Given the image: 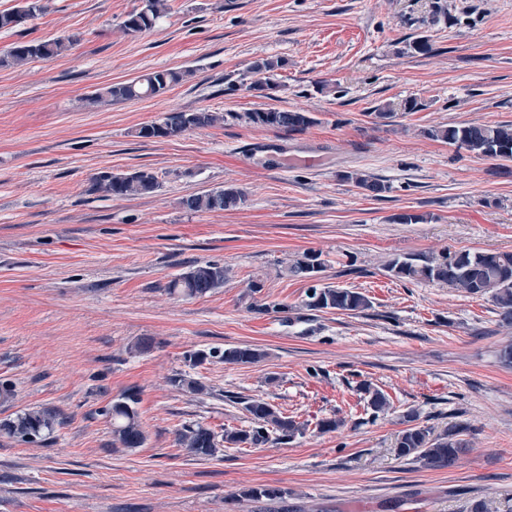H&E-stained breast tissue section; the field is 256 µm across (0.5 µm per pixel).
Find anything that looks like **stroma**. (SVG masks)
Listing matches in <instances>:
<instances>
[{"mask_svg":"<svg viewBox=\"0 0 512 512\" xmlns=\"http://www.w3.org/2000/svg\"><path fill=\"white\" fill-rule=\"evenodd\" d=\"M0 29V52L72 37L49 60L0 67V381L15 398L0 420L37 407L46 439L0 436V512H512V344L490 296L407 281L394 259L512 253V162L477 159L426 137L434 126L512 122V0H168L145 32H126L144 0H40ZM438 23H430L434 7ZM422 37L431 52L408 50ZM279 59L278 89L252 90L253 65ZM177 69L182 81L139 100L96 99L109 85ZM416 99L413 112L401 111ZM392 105L391 123L374 119ZM275 106L311 113L300 132L240 115ZM223 123L158 138L141 126L175 112ZM153 172L154 193L105 195L102 171ZM386 180L363 195L344 173ZM232 185L238 208L193 212L182 198ZM423 215L397 224L399 213ZM368 297L362 312L311 310L310 280ZM224 264L201 297L168 293L197 263ZM153 338L149 350L135 343ZM264 351L250 365L188 361L213 347ZM200 378L206 394L171 383ZM391 406L373 413L365 387ZM137 392L146 436L119 447L106 414ZM260 397L303 424L288 443L199 457L178 434L223 433ZM416 413L470 450L427 468L393 448ZM326 419L339 420L333 431ZM287 490L286 502L243 490Z\"/></svg>","mask_w":512,"mask_h":512,"instance_id":"1","label":"stroma"}]
</instances>
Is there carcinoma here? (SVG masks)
Returning <instances> with one entry per match:
<instances>
[{
	"mask_svg": "<svg viewBox=\"0 0 512 512\" xmlns=\"http://www.w3.org/2000/svg\"><path fill=\"white\" fill-rule=\"evenodd\" d=\"M167 9V0H145L142 10L131 14L124 23L129 33H142L151 29ZM41 10L39 0H25L17 10L0 12V28L14 27ZM72 40L59 38L52 41L30 40L19 42L0 55V66L22 65L33 60H49L68 50ZM283 66L280 60L263 59L256 62L254 70L263 78L252 85V89L266 91L275 89L274 72ZM184 73L172 69L147 73L131 81L117 83L104 88L99 96L114 101L135 100L163 93L180 82ZM245 120L254 125L269 126L288 132H299L310 126L314 118L308 112L266 108L244 114ZM224 122L221 112H176L168 115L160 124L142 126L138 136L143 138L166 137L197 127H209ZM424 135L440 140L457 149H464L476 158H491L512 161V124H465L449 127H433ZM342 178L371 197H378L389 190V186L377 178L348 173ZM94 189L115 197H129L153 193L160 187L157 176L149 171L130 174L101 172L94 178ZM245 203V194L234 186L213 189L193 194L181 201L183 208L193 212L224 211ZM322 268L319 256L307 254L296 262L290 271L305 278H312ZM390 269L396 276L408 280H425L446 283L471 295H490L499 309L502 321L512 324V253H484L469 250L449 252L438 258L413 262L411 258L395 259ZM224 266L215 262L198 263L188 272L173 278L167 285L171 294L200 297L224 284ZM306 306L311 310L358 311L371 307L368 298L360 292L332 286L310 287ZM216 358L228 364H254L265 358V353L256 348L231 347L199 350L189 354V362L200 364ZM171 382L179 389L192 394L206 393V385L187 373L175 375ZM368 405L380 412L389 405L387 396L378 389L365 388ZM138 398L125 392L112 400L107 414L112 420V435L124 448H139L145 442L136 408ZM242 410L250 419L248 428H226L219 436L211 428L197 422L183 427L180 437L188 450L199 456H212L220 443L229 448L259 446L270 441L275 434L286 441L302 431L303 426L283 415L273 404L261 398H249L242 402ZM411 426L404 429L395 443L394 452L400 458H413L431 468L454 465L467 451L465 440L457 434L432 436L431 431L413 424L415 417L407 415ZM57 414L47 409L32 408L0 422V435L34 441L53 432ZM243 495L254 499L283 500L288 491L270 486L252 487Z\"/></svg>",
	"mask_w": 512,
	"mask_h": 512,
	"instance_id": "obj_1",
	"label": "carcinoma"
}]
</instances>
